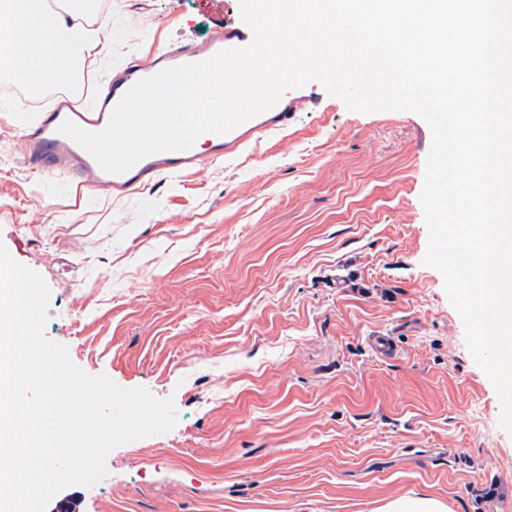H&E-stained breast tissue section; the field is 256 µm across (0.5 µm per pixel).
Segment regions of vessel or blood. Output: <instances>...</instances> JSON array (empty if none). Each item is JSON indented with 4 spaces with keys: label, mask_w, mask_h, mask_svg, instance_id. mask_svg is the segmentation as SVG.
I'll list each match as a JSON object with an SVG mask.
<instances>
[{
    "label": "vessel or blood",
    "mask_w": 512,
    "mask_h": 512,
    "mask_svg": "<svg viewBox=\"0 0 512 512\" xmlns=\"http://www.w3.org/2000/svg\"><path fill=\"white\" fill-rule=\"evenodd\" d=\"M252 39L253 33L247 24L230 21L202 44L190 43L164 49L156 58L146 61L132 60L112 77L106 88L95 91L94 108H86L83 100L79 99L42 113L37 126L25 137V163L44 174L67 170L72 183L80 186L95 185L131 192L151 185L160 171H189L239 152L250 138L288 129L296 113L307 104V97L280 98L272 109L245 121L226 134H203L190 149L149 155L122 174L101 169L85 149L58 131L59 126L67 120L87 131H100L107 125L116 104L138 81L168 67L206 60L227 48L247 46Z\"/></svg>",
    "instance_id": "vessel-or-blood-1"
}]
</instances>
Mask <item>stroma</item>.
<instances>
[{
	"mask_svg": "<svg viewBox=\"0 0 512 512\" xmlns=\"http://www.w3.org/2000/svg\"><path fill=\"white\" fill-rule=\"evenodd\" d=\"M99 2L112 53L85 58L79 96L237 15L234 0ZM303 92L314 105L286 133L112 194L24 165L23 121L59 99L0 90V244L50 289L46 338L175 403L171 431L66 487L79 512H376L405 496L512 512L496 390L423 263L431 129Z\"/></svg>",
	"mask_w": 512,
	"mask_h": 512,
	"instance_id": "obj_1",
	"label": "stroma"
}]
</instances>
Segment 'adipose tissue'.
Listing matches in <instances>:
<instances>
[{"label":"adipose tissue","instance_id":"obj_1","mask_svg":"<svg viewBox=\"0 0 512 512\" xmlns=\"http://www.w3.org/2000/svg\"><path fill=\"white\" fill-rule=\"evenodd\" d=\"M93 0H72L60 13L44 0H7L0 6V73L39 90L73 83L90 54L111 51V40L83 26Z\"/></svg>","mask_w":512,"mask_h":512}]
</instances>
